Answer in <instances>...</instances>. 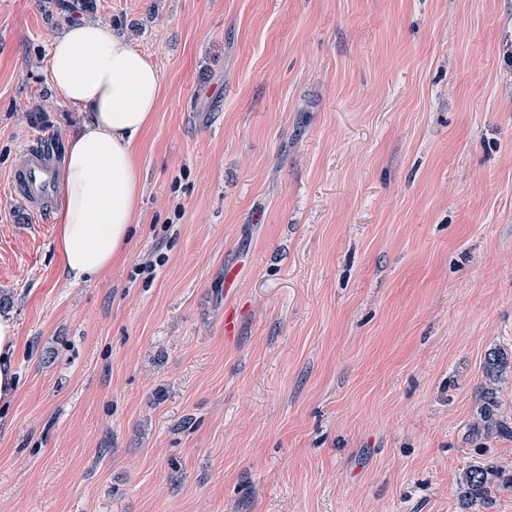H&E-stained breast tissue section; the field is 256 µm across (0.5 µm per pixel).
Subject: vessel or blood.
Returning a JSON list of instances; mask_svg holds the SVG:
<instances>
[{
    "label": "vessel or blood",
    "instance_id": "obj_1",
    "mask_svg": "<svg viewBox=\"0 0 512 512\" xmlns=\"http://www.w3.org/2000/svg\"><path fill=\"white\" fill-rule=\"evenodd\" d=\"M61 167V156L37 138L27 142L20 160L13 166L9 176L12 193L34 217L55 209Z\"/></svg>",
    "mask_w": 512,
    "mask_h": 512
}]
</instances>
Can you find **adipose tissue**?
<instances>
[{
	"label": "adipose tissue",
	"mask_w": 512,
	"mask_h": 512,
	"mask_svg": "<svg viewBox=\"0 0 512 512\" xmlns=\"http://www.w3.org/2000/svg\"><path fill=\"white\" fill-rule=\"evenodd\" d=\"M56 97L86 117L68 139L56 245L68 276L90 283L126 251L141 202L135 144L161 94L156 65L123 35L77 22L56 37L45 60ZM18 343L11 313H0V400L18 393L10 358Z\"/></svg>",
	"instance_id": "ef3b65f1"
}]
</instances>
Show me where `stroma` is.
<instances>
[{
    "label": "stroma",
    "instance_id": "1",
    "mask_svg": "<svg viewBox=\"0 0 512 512\" xmlns=\"http://www.w3.org/2000/svg\"><path fill=\"white\" fill-rule=\"evenodd\" d=\"M90 19L156 64L132 240L88 284L8 188ZM0 512H468L512 356V0H0ZM233 315L237 332L224 335ZM18 343V326L13 315L9 312L0 313V400L9 401L18 393V383L15 378L10 357ZM510 368H512L511 362L500 352L492 351L486 357L484 374L488 383L481 387L479 395L480 404L477 408L481 425L480 429L477 426V430L482 429L485 435L493 433L500 435L505 432L512 435V427L505 426L497 417L499 402L497 388L495 387L498 385L502 375Z\"/></svg>",
    "mask_w": 512,
    "mask_h": 512
}]
</instances>
